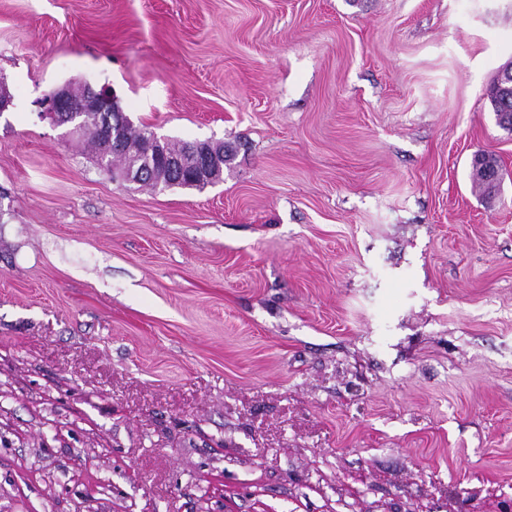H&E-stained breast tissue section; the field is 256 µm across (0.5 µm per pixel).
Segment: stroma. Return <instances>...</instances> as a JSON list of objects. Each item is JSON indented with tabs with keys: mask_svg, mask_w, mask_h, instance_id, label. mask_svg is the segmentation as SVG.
<instances>
[{
	"mask_svg": "<svg viewBox=\"0 0 512 512\" xmlns=\"http://www.w3.org/2000/svg\"><path fill=\"white\" fill-rule=\"evenodd\" d=\"M510 60L512 0H0V512H504ZM75 83L222 179L125 182ZM512 84V73H504L500 75L498 81V87L495 88L494 82L489 87L488 97L498 123L500 125L510 124L512 125V92H505L511 89ZM215 150H223V145H219ZM215 150L210 141L193 143L191 151L195 162L192 168L186 173L188 181H197V183H200L201 185L203 183L208 185L219 172L223 173L224 150L220 153L215 152ZM188 181H177L174 178H170L168 181H163L160 187L169 188L173 186H191Z\"/></svg>",
	"mask_w": 512,
	"mask_h": 512,
	"instance_id": "35a3bbf8",
	"label": "stroma"
}]
</instances>
